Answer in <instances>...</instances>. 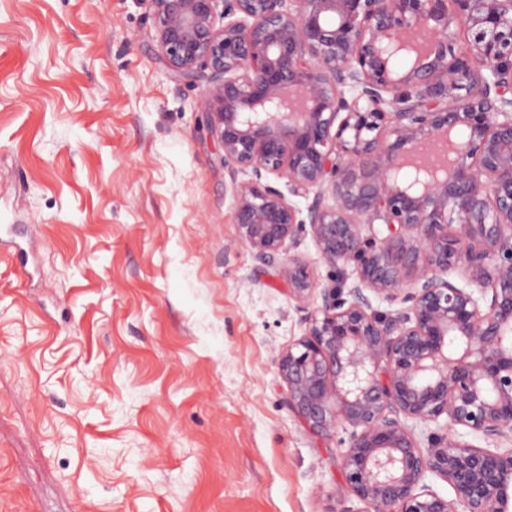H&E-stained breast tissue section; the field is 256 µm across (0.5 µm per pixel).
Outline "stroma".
<instances>
[{"label":"stroma","instance_id":"obj_1","mask_svg":"<svg viewBox=\"0 0 512 512\" xmlns=\"http://www.w3.org/2000/svg\"><path fill=\"white\" fill-rule=\"evenodd\" d=\"M205 80L151 0H0V512H359L344 431L288 408L321 304L241 240Z\"/></svg>","mask_w":512,"mask_h":512}]
</instances>
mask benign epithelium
<instances>
[{
	"instance_id": "obj_1",
	"label": "benign epithelium",
	"mask_w": 512,
	"mask_h": 512,
	"mask_svg": "<svg viewBox=\"0 0 512 512\" xmlns=\"http://www.w3.org/2000/svg\"><path fill=\"white\" fill-rule=\"evenodd\" d=\"M151 3L169 69L207 73L242 241L267 262L308 227L338 274L278 369L349 431L361 512H512V0ZM288 283L306 302L314 266Z\"/></svg>"
}]
</instances>
